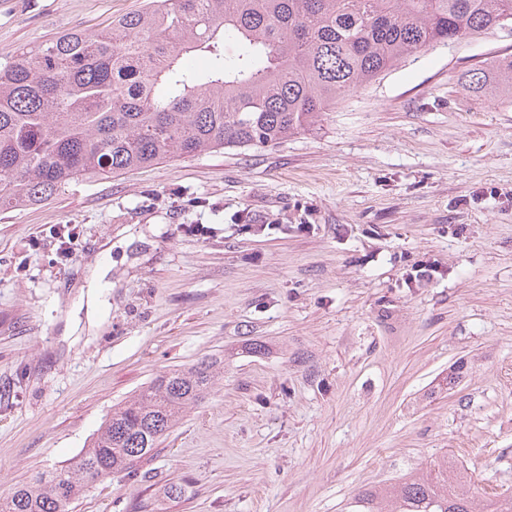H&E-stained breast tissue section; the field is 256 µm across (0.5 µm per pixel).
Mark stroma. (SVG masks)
<instances>
[{
	"label": "stroma",
	"instance_id": "1",
	"mask_svg": "<svg viewBox=\"0 0 512 512\" xmlns=\"http://www.w3.org/2000/svg\"><path fill=\"white\" fill-rule=\"evenodd\" d=\"M146 2L0 0V64ZM509 54L512 28L423 50L312 133L0 210V494L220 359L140 477L70 512H351L445 456L468 496H512V98L459 82Z\"/></svg>",
	"mask_w": 512,
	"mask_h": 512
}]
</instances>
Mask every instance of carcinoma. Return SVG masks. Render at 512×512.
<instances>
[{"label": "carcinoma", "instance_id": "carcinoma-1", "mask_svg": "<svg viewBox=\"0 0 512 512\" xmlns=\"http://www.w3.org/2000/svg\"><path fill=\"white\" fill-rule=\"evenodd\" d=\"M512 24V0H156L98 32L60 34L0 65V209L37 204L85 175L166 158L262 148L318 118L414 53ZM239 51L224 54V44ZM461 85L512 96V56ZM220 361L166 369L112 408L72 466L0 495V512H69L89 485L133 477ZM461 466L354 497L355 512H512V496L461 491Z\"/></svg>", "mask_w": 512, "mask_h": 512}]
</instances>
